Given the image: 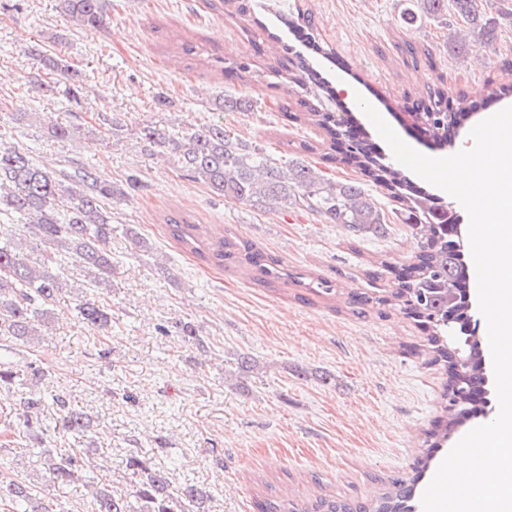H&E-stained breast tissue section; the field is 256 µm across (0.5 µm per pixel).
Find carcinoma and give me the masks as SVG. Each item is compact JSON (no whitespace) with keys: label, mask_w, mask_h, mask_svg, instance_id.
<instances>
[{"label":"carcinoma","mask_w":512,"mask_h":512,"mask_svg":"<svg viewBox=\"0 0 512 512\" xmlns=\"http://www.w3.org/2000/svg\"><path fill=\"white\" fill-rule=\"evenodd\" d=\"M401 20L413 24L440 21L448 11L464 20L466 31L454 36L450 50L457 61L472 53V41L490 44L497 39V29L512 26V0H498L497 15L482 8V0H406ZM111 0H60L61 13L84 28L105 25ZM30 53L43 67L62 79H75L78 70L59 57L37 48ZM268 73L276 78L301 83L278 57L270 58ZM302 111L294 119L321 128L326 135L322 144L329 151L322 158L334 165L362 170L388 191L405 212L407 223L419 238L418 251L402 266L397 288L383 296L355 295L353 304L361 310L372 304L387 306L420 321L428 328L427 346L431 362L442 365L448 375L443 415L426 431L427 451L419 461L418 472L428 468L432 449L442 447L462 423V418L478 417L488 405L487 374L480 342L474 343V357L460 376L454 356L448 349V315L455 313L461 323L471 301L469 273L462 259L463 243L459 237V217L442 198L415 188L404 173L383 162L373 146L356 138L352 153L336 154L338 138L349 135L344 121L333 112L321 111L319 99L301 102ZM216 109L243 111L250 107L245 97L226 95L215 103ZM417 120L430 128L434 142L445 145L452 140L463 117L487 108L485 99L466 97L461 111L448 109V97L439 85L426 91L416 101ZM49 136L58 141L71 140L76 128L58 121L47 126ZM142 149L167 158L173 165L218 196L233 197L260 209H298L316 214L329 224H344L350 230L379 233L385 229L383 209L352 181L334 180L303 159L282 161L263 148L238 139L214 123L202 127L187 126L168 130L151 124L140 127ZM139 190L132 177L117 188L112 181L87 173L81 177L64 168H48L34 160L25 149L0 141V209L18 218L34 217L36 223L24 224L25 231L44 244L42 260L31 264L17 241L3 239L7 228L0 226V350L11 352L31 346L44 335L54 318L53 303L63 288L59 275L51 270L62 253L75 254L81 260L86 277L94 284L76 304V317L90 330H103L112 323V306L101 296L97 286L107 284L115 272L112 265V199ZM170 237L190 254L218 266L233 263L256 268L268 282L292 279L318 294L336 293L331 282L306 280L302 273L288 271L280 259L265 254L254 243L234 235L218 245L203 244L196 233L198 225L184 217L165 220ZM177 335L193 345L203 346L194 324L173 323ZM47 370L29 363L21 366L0 357V409L9 412L15 429L25 433L31 447L40 449L39 465L29 482L0 480V499L9 500L12 512H53V505L41 497L48 487L64 486L82 480L90 467L89 450L81 445L91 442V419L71 406L66 395L48 393L38 387ZM54 413V427H46L45 412ZM134 481L129 494H117L108 484L89 485L90 512H205L207 492L187 484L181 493L169 490L166 472L150 464L139 454L127 458ZM417 479L392 475L380 480V488L365 503L351 504L319 498L304 512H407L415 496Z\"/></svg>","instance_id":"obj_1"}]
</instances>
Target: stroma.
Wrapping results in <instances>:
<instances>
[{
    "instance_id": "35a3bbf8",
    "label": "stroma",
    "mask_w": 512,
    "mask_h": 512,
    "mask_svg": "<svg viewBox=\"0 0 512 512\" xmlns=\"http://www.w3.org/2000/svg\"><path fill=\"white\" fill-rule=\"evenodd\" d=\"M303 4L313 11L318 41L333 53L318 61L335 88L329 108L360 125L385 160L393 158L390 147L356 101L338 93L340 84L355 86L409 146L445 157L452 148H437L409 115L419 93L437 82L453 100L477 87L489 96L512 82L498 64L512 48V26L496 43L476 46L475 61L463 66L448 54L462 21L452 15L400 29L403 0H253L250 13L234 16L208 0H112L97 29L66 21L59 0H0V139L40 162L85 169L117 186L132 171L141 180L138 191L113 203L112 221L135 226L153 256L113 233L116 272L103 292L111 326L92 333L78 322L74 303L85 279L80 260L69 255L51 329L15 356L46 368L45 386L98 423L91 481L129 492L125 461L139 448L168 471L172 491L189 483L207 491L208 512H257L259 500L285 489L298 508L324 495L369 499L378 478L411 472L421 455L447 381L424 352L426 332L385 307L362 316L348 308L353 291L392 287V267L417 249L389 196L359 170L328 169L329 177L359 182L386 213V235H359L306 212L226 204L146 154L137 139L148 122L178 130L220 120L282 160L289 145L321 144L322 129L292 118L302 89L272 82L262 54L270 33L283 30L278 14L296 17ZM406 40L428 56L403 55ZM35 45L73 64L77 85L52 81L29 53ZM218 58L248 63L251 81L225 78L213 65ZM226 93L249 98L251 110L216 111ZM161 95L171 107L157 106ZM18 112L28 120L16 121ZM48 118L78 127L77 137L52 139ZM170 213L198 224L206 242L230 234L253 241L290 270L331 281L336 294L266 284L253 270L183 252L166 231ZM177 319L198 327L205 348L162 334ZM243 356L258 369L239 371ZM158 434L169 447L151 449ZM15 438L1 415L0 479L28 477L34 467Z\"/></svg>"
}]
</instances>
